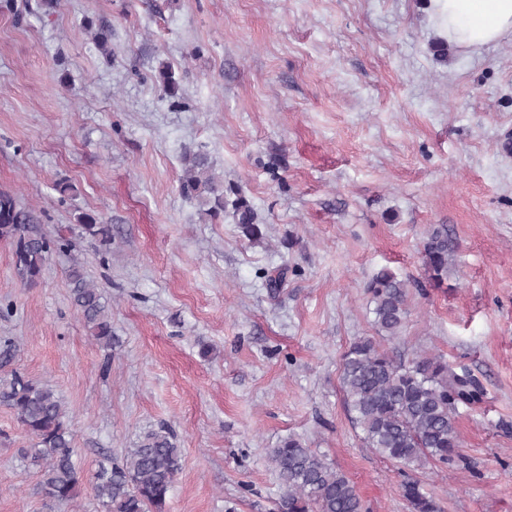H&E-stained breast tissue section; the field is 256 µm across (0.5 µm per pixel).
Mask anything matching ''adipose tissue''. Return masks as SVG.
Returning a JSON list of instances; mask_svg holds the SVG:
<instances>
[{"instance_id": "1", "label": "adipose tissue", "mask_w": 512, "mask_h": 512, "mask_svg": "<svg viewBox=\"0 0 512 512\" xmlns=\"http://www.w3.org/2000/svg\"><path fill=\"white\" fill-rule=\"evenodd\" d=\"M448 42L480 49L512 35V0H430Z\"/></svg>"}]
</instances>
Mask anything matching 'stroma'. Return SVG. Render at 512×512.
Returning a JSON list of instances; mask_svg holds the SVG:
<instances>
[{
    "label": "stroma",
    "instance_id": "stroma-1",
    "mask_svg": "<svg viewBox=\"0 0 512 512\" xmlns=\"http://www.w3.org/2000/svg\"><path fill=\"white\" fill-rule=\"evenodd\" d=\"M440 40L428 0H0V188L73 244L29 286L0 241V344L19 347L0 378L56 391L86 479L66 505L37 494L31 439L0 405V512H107L99 463L160 427L182 452L170 512H270L268 450L291 434L367 512H409L400 466L365 447L341 389L342 354L377 333L364 286L384 267L414 282L392 348L484 389L456 409L455 462L416 478L439 512H512V36L443 56ZM188 147L264 239L182 196ZM440 224L456 248L427 288L419 243ZM73 255L111 304V348L71 304ZM77 222L82 232L93 238H97L105 249L112 246V227L109 224H102L98 215L92 211H85L78 215Z\"/></svg>",
    "mask_w": 512,
    "mask_h": 512
}]
</instances>
